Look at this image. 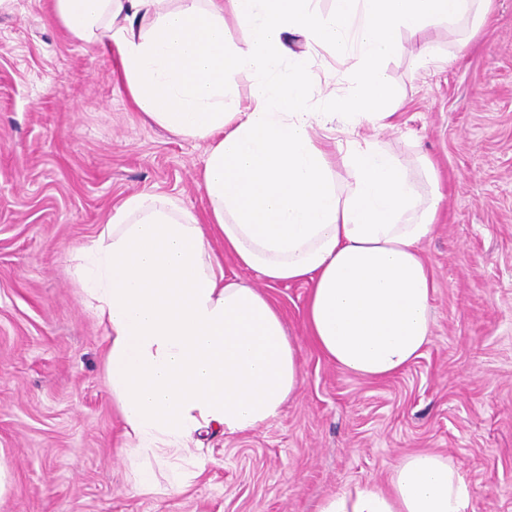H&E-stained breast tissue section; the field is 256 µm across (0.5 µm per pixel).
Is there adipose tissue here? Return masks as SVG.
Instances as JSON below:
<instances>
[{"mask_svg":"<svg viewBox=\"0 0 512 512\" xmlns=\"http://www.w3.org/2000/svg\"><path fill=\"white\" fill-rule=\"evenodd\" d=\"M476 0H53L74 39L116 48L138 109L168 132L209 144L201 186L208 218L176 201L128 196L76 274L86 306L105 329L107 383L134 439L128 456L142 493L188 486L205 465L187 456L207 430H254L279 416L303 382L298 348L264 289L225 276L224 256L267 286L309 285L308 334L337 366L383 379L421 356L431 336L435 288L422 249L436 197L412 169L372 144L332 151L318 132L343 116L380 122L398 97L382 62L401 35L434 20L457 22ZM232 13L251 33L238 47ZM304 38L295 51L288 38ZM341 56L364 76V96L311 112V52ZM252 76L242 110L228 109L226 79ZM350 182L336 187V168ZM224 244L210 246L211 237ZM473 491L448 458H402L387 488L357 484L322 499L317 512H473Z\"/></svg>","mask_w":512,"mask_h":512,"instance_id":"ef3b65f1","label":"adipose tissue"}]
</instances>
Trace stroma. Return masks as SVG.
Masks as SVG:
<instances>
[{"instance_id": "stroma-1", "label": "stroma", "mask_w": 512, "mask_h": 512, "mask_svg": "<svg viewBox=\"0 0 512 512\" xmlns=\"http://www.w3.org/2000/svg\"><path fill=\"white\" fill-rule=\"evenodd\" d=\"M467 28L436 20L402 37L383 63L403 97L390 126L354 121L335 134L409 162L428 155L438 171L422 356L384 380L356 376L312 342L308 285L266 288L299 346L302 386L260 428L206 435L189 487L168 491L161 471L160 493L146 495L75 256L137 192L205 218L209 144L146 120L117 55L72 39L51 0H0V512H316L330 492L383 485L417 450L460 468L474 512H512V0H494L464 47ZM316 63L306 109L361 91L332 52Z\"/></svg>"}]
</instances>
